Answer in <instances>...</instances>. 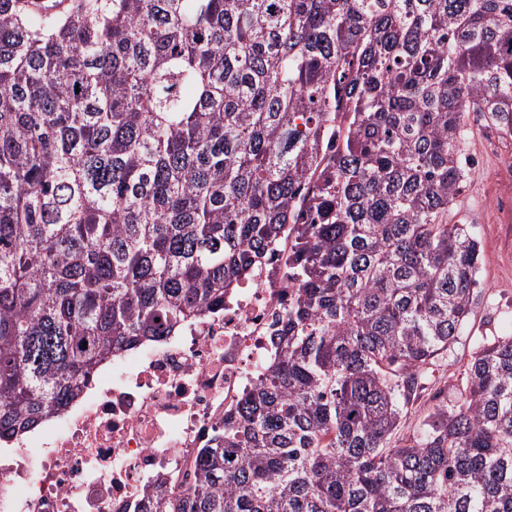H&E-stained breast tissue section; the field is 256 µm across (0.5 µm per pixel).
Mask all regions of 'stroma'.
<instances>
[{
  "mask_svg": "<svg viewBox=\"0 0 512 512\" xmlns=\"http://www.w3.org/2000/svg\"><path fill=\"white\" fill-rule=\"evenodd\" d=\"M463 150L469 177L448 221L468 225L479 243L478 297L455 344L427 373L420 399L391 439L396 446L404 445L450 393L466 387V368L481 339L512 334V139L489 151L483 130L474 126Z\"/></svg>",
  "mask_w": 512,
  "mask_h": 512,
  "instance_id": "1",
  "label": "stroma"
}]
</instances>
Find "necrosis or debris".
<instances>
[{
    "instance_id": "obj_1",
    "label": "necrosis or debris",
    "mask_w": 512,
    "mask_h": 512,
    "mask_svg": "<svg viewBox=\"0 0 512 512\" xmlns=\"http://www.w3.org/2000/svg\"><path fill=\"white\" fill-rule=\"evenodd\" d=\"M291 245L222 306L113 359L58 415L0 448V512H151L160 492L184 488L276 352Z\"/></svg>"
}]
</instances>
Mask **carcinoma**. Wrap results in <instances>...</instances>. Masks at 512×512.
I'll use <instances>...</instances> for the list:
<instances>
[{
    "label": "carcinoma",
    "mask_w": 512,
    "mask_h": 512,
    "mask_svg": "<svg viewBox=\"0 0 512 512\" xmlns=\"http://www.w3.org/2000/svg\"><path fill=\"white\" fill-rule=\"evenodd\" d=\"M471 112L512 138V0H0V443L293 224L278 355L154 512H512V335L391 445L479 285Z\"/></svg>",
    "instance_id": "1"
}]
</instances>
